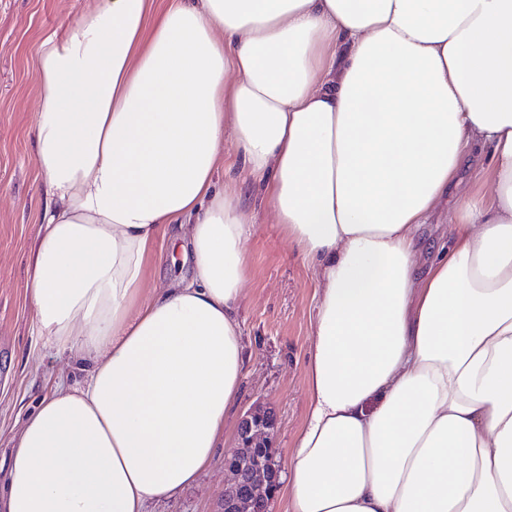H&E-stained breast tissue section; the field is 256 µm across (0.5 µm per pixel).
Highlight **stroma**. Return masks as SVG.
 I'll return each mask as SVG.
<instances>
[{
  "mask_svg": "<svg viewBox=\"0 0 512 512\" xmlns=\"http://www.w3.org/2000/svg\"><path fill=\"white\" fill-rule=\"evenodd\" d=\"M90 0H0V467L14 434L59 374L80 381L75 354L45 347L25 295L30 257L46 199L36 166L38 99L33 60L42 39L63 31ZM243 203L254 213L243 243L247 258L240 310L244 345V395L232 414L260 405L278 420L280 465L307 409L304 372L314 280L296 248L281 234L271 208L258 197L246 171L236 174ZM224 450L179 496L152 505L151 512H220L229 475Z\"/></svg>",
  "mask_w": 512,
  "mask_h": 512,
  "instance_id": "obj_1",
  "label": "stroma"
}]
</instances>
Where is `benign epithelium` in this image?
<instances>
[{"instance_id":"1","label":"benign epithelium","mask_w":512,"mask_h":512,"mask_svg":"<svg viewBox=\"0 0 512 512\" xmlns=\"http://www.w3.org/2000/svg\"><path fill=\"white\" fill-rule=\"evenodd\" d=\"M277 420L268 409L254 407L242 417L236 434L235 448L226 453L234 461L225 463L232 475L224 490V512H254L256 502L270 495L279 476L276 460ZM267 449L269 466L251 465L241 460L245 449Z\"/></svg>"}]
</instances>
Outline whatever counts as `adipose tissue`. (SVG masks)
<instances>
[{"label":"adipose tissue","instance_id":"1","mask_svg":"<svg viewBox=\"0 0 512 512\" xmlns=\"http://www.w3.org/2000/svg\"><path fill=\"white\" fill-rule=\"evenodd\" d=\"M34 73L29 301L87 368L12 438L5 512H149L224 444L253 219L228 131L316 282L282 512H512V0H95ZM167 239L193 276L149 285Z\"/></svg>","mask_w":512,"mask_h":512}]
</instances>
